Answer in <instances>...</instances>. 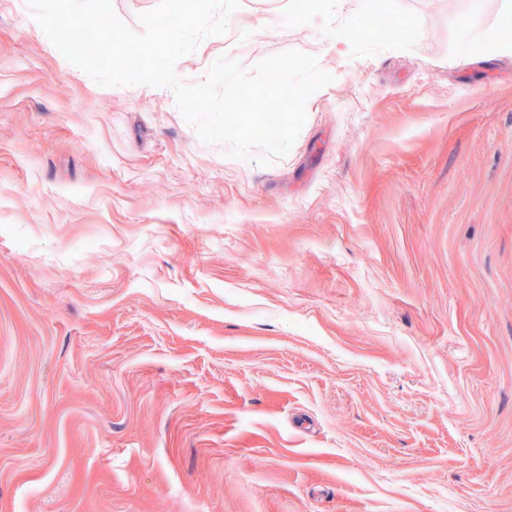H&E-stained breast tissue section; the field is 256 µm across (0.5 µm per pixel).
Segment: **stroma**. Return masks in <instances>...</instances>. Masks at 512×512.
Wrapping results in <instances>:
<instances>
[{
  "label": "stroma",
  "instance_id": "1",
  "mask_svg": "<svg viewBox=\"0 0 512 512\" xmlns=\"http://www.w3.org/2000/svg\"><path fill=\"white\" fill-rule=\"evenodd\" d=\"M366 8L180 58L332 75L262 165L0 0V512H512V55L458 51L512 0ZM349 3L348 25L338 28H330V33L336 43V47L347 48L350 45L351 32L361 25L360 12L363 8L362 1H346Z\"/></svg>",
  "mask_w": 512,
  "mask_h": 512
}]
</instances>
